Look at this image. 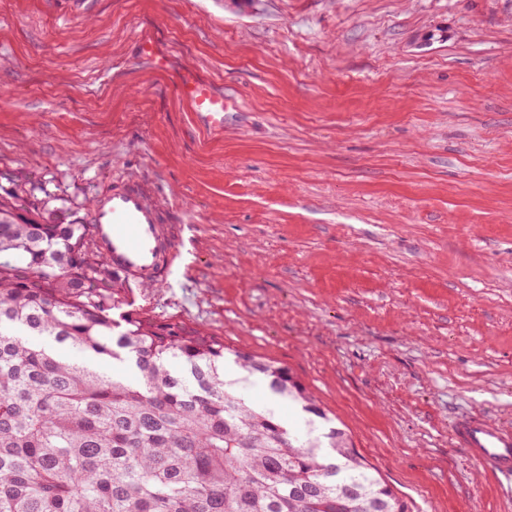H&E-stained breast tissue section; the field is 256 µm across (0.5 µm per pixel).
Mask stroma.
Listing matches in <instances>:
<instances>
[{
    "label": "stroma",
    "mask_w": 512,
    "mask_h": 512,
    "mask_svg": "<svg viewBox=\"0 0 512 512\" xmlns=\"http://www.w3.org/2000/svg\"><path fill=\"white\" fill-rule=\"evenodd\" d=\"M119 178L177 240L134 309L287 366L414 512H512L450 437L512 424V0H0V188ZM141 54L147 62L157 70L167 71L169 68V55L165 47L160 45L149 33L139 36ZM174 91L190 107L197 123L212 133L224 131V92L200 80L192 69L179 71L173 82Z\"/></svg>",
    "instance_id": "1"
}]
</instances>
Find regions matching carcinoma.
Masks as SVG:
<instances>
[{
	"instance_id": "1",
	"label": "carcinoma",
	"mask_w": 512,
	"mask_h": 512,
	"mask_svg": "<svg viewBox=\"0 0 512 512\" xmlns=\"http://www.w3.org/2000/svg\"><path fill=\"white\" fill-rule=\"evenodd\" d=\"M50 199L0 193V512H410L288 367L130 310L145 283Z\"/></svg>"
}]
</instances>
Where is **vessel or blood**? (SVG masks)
<instances>
[{
    "instance_id": "b4317fda",
    "label": "vessel or blood",
    "mask_w": 512,
    "mask_h": 512,
    "mask_svg": "<svg viewBox=\"0 0 512 512\" xmlns=\"http://www.w3.org/2000/svg\"><path fill=\"white\" fill-rule=\"evenodd\" d=\"M141 54L155 69L168 70L169 55L150 34L139 37ZM175 92L187 102L194 119L205 130H224V94L200 80L193 70L179 71L173 82ZM163 213L150 203L145 188L128 179L106 191L93 208L94 235L113 266L131 278L155 282L166 268L162 255L176 245L162 230ZM452 438L468 448L473 459L486 465L512 497V426L483 415L455 420Z\"/></svg>"
}]
</instances>
